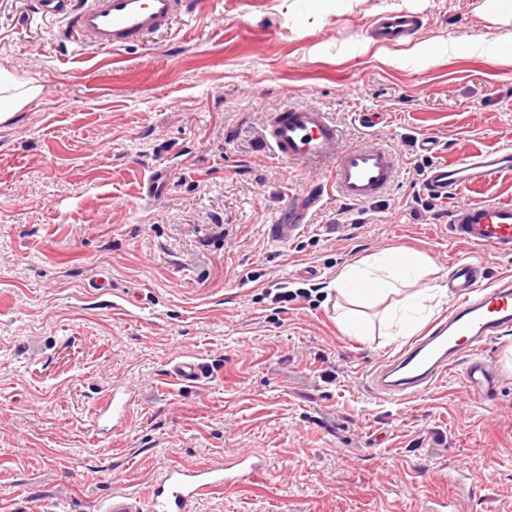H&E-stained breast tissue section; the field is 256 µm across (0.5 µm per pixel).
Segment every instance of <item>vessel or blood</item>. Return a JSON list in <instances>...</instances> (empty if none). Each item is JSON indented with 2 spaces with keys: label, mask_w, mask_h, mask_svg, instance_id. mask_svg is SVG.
I'll return each instance as SVG.
<instances>
[{
  "label": "vessel or blood",
  "mask_w": 512,
  "mask_h": 512,
  "mask_svg": "<svg viewBox=\"0 0 512 512\" xmlns=\"http://www.w3.org/2000/svg\"><path fill=\"white\" fill-rule=\"evenodd\" d=\"M38 11L63 24L62 34L84 56L101 49L126 50L149 36L167 30L178 13L190 12L193 0H36ZM422 25L419 13L400 11L376 18L371 35L393 45ZM265 140L273 154L286 162L309 168H330L328 183L313 184L301 205L288 204L278 223L267 225L268 240L286 245L303 230L309 208L318 205L328 189L352 204L375 199L395 177L393 155L373 145L340 148V128L316 106H287L269 116ZM512 173V150L495 149L469 154L452 162H434L426 173L429 195L454 197L448 230L453 241L496 254L512 256V200L472 201L458 198L461 188L491 183ZM169 181L165 168H156L140 185L145 202L160 198ZM448 290L456 305L448 316L433 324L400 354L383 364L371 377V387L381 397L404 400L428 390L446 375L459 358H466L467 386L480 399L492 400L500 377L481 355L493 340L512 332V277L482 284L477 263L460 259L451 266ZM169 377L195 386L211 375L209 363L193 356L174 360ZM129 403V392L115 389L93 411L94 421L119 418ZM265 460L251 452L228 461L196 467L172 466L141 495L121 484L102 499L98 512H187L204 496L249 483L263 470Z\"/></svg>",
  "instance_id": "b4317fda"
}]
</instances>
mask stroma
Segmentation results:
<instances>
[{
	"label": "stroma",
	"instance_id": "stroma-1",
	"mask_svg": "<svg viewBox=\"0 0 512 512\" xmlns=\"http://www.w3.org/2000/svg\"><path fill=\"white\" fill-rule=\"evenodd\" d=\"M481 0H201L139 47L84 61L30 0H0V66L41 96L0 120V499L11 512H95L114 482L146 493L172 465L245 451L266 467L190 512H424L471 467L460 512H512V334L488 344L493 402L463 366L406 401L368 387L406 336L343 333L330 288L346 267L399 247L446 287L468 258L486 280L512 256L455 243L451 202L423 190L433 160L512 147V47L497 54ZM421 13L395 46L382 14ZM458 49L449 53L447 41ZM317 106L397 158L378 198L328 193L301 234L271 244L290 199L327 175L274 157L269 112ZM378 114L372 128L362 113ZM434 137L436 155L419 144ZM170 180L144 203L157 166ZM313 277H299L301 268ZM300 290L287 303L271 292ZM208 360L198 386L167 375ZM129 419L90 413L113 386ZM169 377L183 385L195 386L200 384L211 375V368L208 362L193 356H180L173 361L168 370Z\"/></svg>",
	"mask_w": 512,
	"mask_h": 512
}]
</instances>
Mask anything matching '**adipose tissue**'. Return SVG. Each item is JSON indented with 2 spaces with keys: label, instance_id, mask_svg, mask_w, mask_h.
<instances>
[{
  "label": "adipose tissue",
  "instance_id": "ef3b65f1",
  "mask_svg": "<svg viewBox=\"0 0 512 512\" xmlns=\"http://www.w3.org/2000/svg\"><path fill=\"white\" fill-rule=\"evenodd\" d=\"M41 87L35 80L16 78L6 69H0V112H15L36 98ZM428 270V260L422 253L405 249H390L373 255L360 264L343 270L332 288L337 296L351 305L350 311L341 313L344 331L361 335L365 326L355 307L370 305L383 294L396 292L399 284L423 279ZM444 292L439 288H423L406 295L397 311L391 313L385 327L392 336H408L417 328L425 313L437 306Z\"/></svg>",
  "mask_w": 512,
  "mask_h": 512
}]
</instances>
